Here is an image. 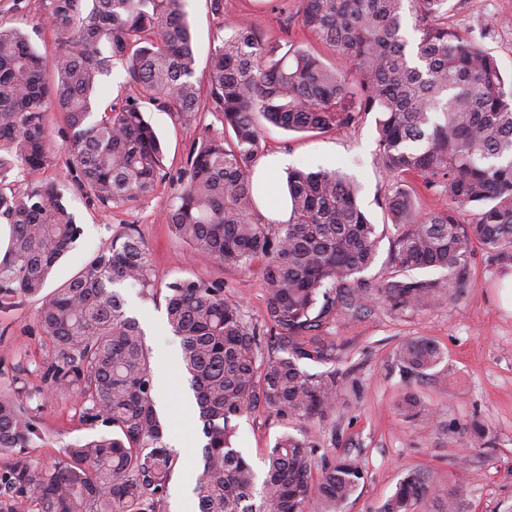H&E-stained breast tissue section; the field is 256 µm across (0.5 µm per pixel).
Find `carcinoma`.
I'll list each match as a JSON object with an SVG mask.
<instances>
[{
	"mask_svg": "<svg viewBox=\"0 0 512 512\" xmlns=\"http://www.w3.org/2000/svg\"><path fill=\"white\" fill-rule=\"evenodd\" d=\"M50 0L60 40L57 82L18 29L0 27V220L10 225L0 260V307L41 294L57 261L81 235L60 188L5 191L19 173L53 160L48 108L70 132L80 188L104 206L152 192L163 178L160 140L138 100L94 116L93 94L119 62L142 98L199 129L186 158L185 185L168 223L194 251L225 267L263 269L264 326L224 298L219 281L166 285V323L181 338L205 443L194 492L199 512H341L364 471L355 459L317 455L313 441L280 435L263 473L234 446V418L264 407L311 417L336 408V369L309 373L303 360L333 364L323 325L380 299L391 307L443 303L470 285L474 245L512 267V86L475 39L448 29V0H299L301 26L348 64L338 69L307 48L267 41L256 28L219 37L207 84L195 79L185 0ZM410 11L419 39L401 33ZM209 112L222 128L201 124ZM376 113L375 163L394 178L385 209L396 229L394 275L373 284L363 273L381 234L338 170L288 172L290 218L266 224L250 171L262 155L260 125L295 132L352 126ZM418 174L448 205L418 210L405 177ZM481 209L471 221L459 215ZM432 269L442 279L408 272ZM129 281L148 296L156 279L148 249L130 228L77 275L44 297L38 320L51 348L40 388L19 374L0 384V512H165L178 456L164 441L155 408L151 352L139 322L113 286ZM280 356H259L264 334ZM396 365L419 376L444 359L426 338L403 342ZM72 393L90 425L111 431L63 448L49 466L29 448L49 437L29 413L37 395ZM410 421L429 406L410 394ZM430 495L410 473L379 512H412Z\"/></svg>",
	"mask_w": 512,
	"mask_h": 512,
	"instance_id": "carcinoma-1",
	"label": "carcinoma"
}]
</instances>
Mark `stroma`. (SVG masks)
I'll list each match as a JSON object with an SVG mask.
<instances>
[{
  "mask_svg": "<svg viewBox=\"0 0 512 512\" xmlns=\"http://www.w3.org/2000/svg\"><path fill=\"white\" fill-rule=\"evenodd\" d=\"M48 0H0V25L25 33L41 55L52 57L59 38L47 23ZM287 10L272 8L269 0H224L223 15L213 14L209 0H187L194 40L195 76L206 81L208 62L218 45L217 35L228 26L254 27L269 41L307 40L297 16L298 0H287ZM448 25L476 38L497 62L504 78H512V0H448ZM146 117L158 134L165 153V179L155 190L118 207H105L81 191V174L68 152L69 131L62 114L52 111L50 131L54 160L38 176L42 183L60 184L82 234L57 263L47 284L55 289L70 280L92 256L110 244L125 228H135L144 239L158 283L204 278L222 282L225 298L237 302L247 318L261 322L264 281L260 266L241 270L224 267L212 258L192 252L167 223L175 196L183 187L186 154L195 132L176 117L144 103ZM265 154L283 153L290 167L306 171L340 169L353 176L358 201L382 235L370 280L392 273L391 246L395 229L383 206L389 179L375 164L376 124L366 116L354 126L321 133H301L264 125ZM471 286L441 305L399 309L372 303L367 312L341 315L323 332L335 338L339 350L336 369L341 379L335 412L325 417L292 418L264 409L235 419L234 445L254 468L283 433L313 440L328 455L356 458L365 479L343 506V512H378L382 502L410 472H419L431 490L430 498L414 512H512V309L504 307L502 291L506 269L493 262L481 247L470 258ZM127 305L151 318L144 333L154 364L176 359L173 376L157 413L165 427L166 443L187 438L180 448V465L169 485V500L194 490L200 468L203 435L197 420L187 419L182 394L189 382L178 361L180 339L169 329L165 304L140 294L130 283L118 288ZM40 297L19 298L0 309V371L21 367L27 381L38 385L39 370L50 347L37 319ZM412 338L434 341L445 355L429 375L406 378L394 361L397 347ZM429 403L434 417L407 421L398 405L406 392ZM49 445L30 454L51 463L64 446L102 433L81 419V404L72 395L31 401ZM480 425L485 437L469 445L464 430Z\"/></svg>",
  "mask_w": 512,
  "mask_h": 512,
  "instance_id": "1",
  "label": "stroma"
}]
</instances>
